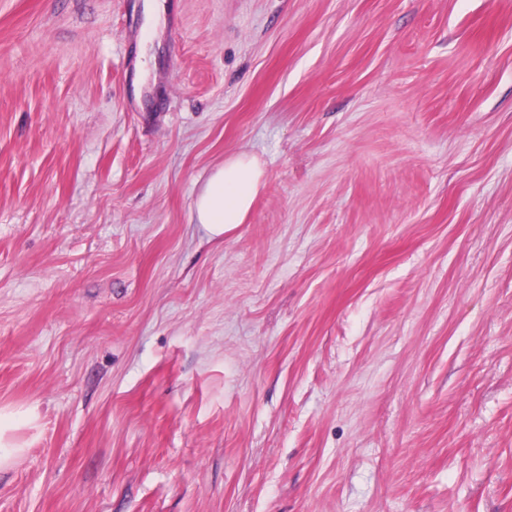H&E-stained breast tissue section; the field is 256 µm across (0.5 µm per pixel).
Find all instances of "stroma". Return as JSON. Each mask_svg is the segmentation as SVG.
<instances>
[{
  "label": "stroma",
  "mask_w": 512,
  "mask_h": 512,
  "mask_svg": "<svg viewBox=\"0 0 512 512\" xmlns=\"http://www.w3.org/2000/svg\"><path fill=\"white\" fill-rule=\"evenodd\" d=\"M145 2L0 0V512H512V0ZM265 184L264 166L255 155L246 152L229 154L195 199L197 224H201L211 237H224L245 223ZM14 423L12 414L0 411V468L9 466L23 450L12 442L9 435V431L14 428Z\"/></svg>",
  "instance_id": "obj_1"
}]
</instances>
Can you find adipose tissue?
I'll return each instance as SVG.
<instances>
[{"label": "adipose tissue", "mask_w": 512, "mask_h": 512, "mask_svg": "<svg viewBox=\"0 0 512 512\" xmlns=\"http://www.w3.org/2000/svg\"><path fill=\"white\" fill-rule=\"evenodd\" d=\"M265 184L264 166L255 155L246 152L229 154L195 199L197 223L210 236L224 237L245 223Z\"/></svg>", "instance_id": "obj_1"}]
</instances>
